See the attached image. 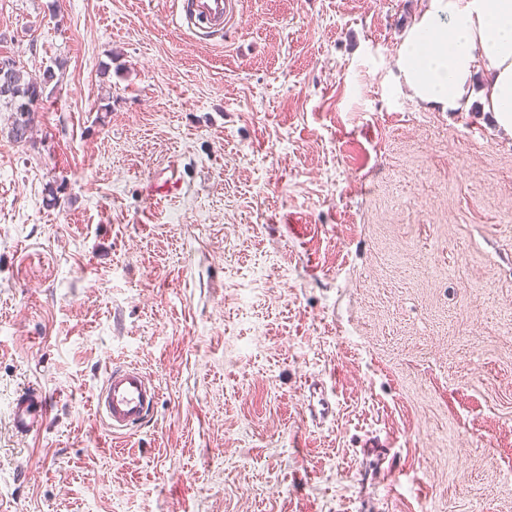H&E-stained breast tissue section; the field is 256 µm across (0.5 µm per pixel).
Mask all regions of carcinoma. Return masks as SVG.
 I'll return each instance as SVG.
<instances>
[{
  "mask_svg": "<svg viewBox=\"0 0 512 512\" xmlns=\"http://www.w3.org/2000/svg\"><path fill=\"white\" fill-rule=\"evenodd\" d=\"M53 78L54 73L50 71L39 80L28 76L17 68L13 60L7 68H0V102L13 104L16 109V118L10 129L13 140L22 142L29 138L32 114L42 101L43 86Z\"/></svg>",
  "mask_w": 512,
  "mask_h": 512,
  "instance_id": "carcinoma-1",
  "label": "carcinoma"
}]
</instances>
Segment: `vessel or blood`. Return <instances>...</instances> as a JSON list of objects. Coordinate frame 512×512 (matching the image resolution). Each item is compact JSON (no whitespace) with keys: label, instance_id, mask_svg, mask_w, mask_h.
I'll use <instances>...</instances> for the list:
<instances>
[{"label":"vessel or blood","instance_id":"obj_1","mask_svg":"<svg viewBox=\"0 0 512 512\" xmlns=\"http://www.w3.org/2000/svg\"><path fill=\"white\" fill-rule=\"evenodd\" d=\"M240 0H179V21L200 37L223 35L239 11ZM158 389L135 365L119 364L108 372L95 396L96 410L112 434H129L155 410ZM51 413V400L41 386L32 384L16 395L11 407L17 434H39Z\"/></svg>","mask_w":512,"mask_h":512}]
</instances>
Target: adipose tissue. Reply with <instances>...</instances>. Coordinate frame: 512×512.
I'll return each mask as SVG.
<instances>
[{"mask_svg":"<svg viewBox=\"0 0 512 512\" xmlns=\"http://www.w3.org/2000/svg\"><path fill=\"white\" fill-rule=\"evenodd\" d=\"M412 97L455 111L482 73L484 111L512 130V0H427L399 50Z\"/></svg>","mask_w":512,"mask_h":512,"instance_id":"1","label":"adipose tissue"}]
</instances>
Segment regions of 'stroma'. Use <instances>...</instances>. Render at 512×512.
<instances>
[{"mask_svg": "<svg viewBox=\"0 0 512 512\" xmlns=\"http://www.w3.org/2000/svg\"><path fill=\"white\" fill-rule=\"evenodd\" d=\"M424 2L0 0V512H512V131L408 94ZM179 21L202 38L224 34L239 12L240 0H179ZM6 68H0V102L14 104L16 118L9 131L14 141H26L32 129L31 115L42 101L43 86L54 78L51 71L37 79L23 73L12 59ZM158 389L135 365L112 366L95 396L96 410L114 435L130 434L155 410ZM51 413V400L41 386L32 384L16 395L11 407L12 426L22 436L38 435Z\"/></svg>", "mask_w": 512, "mask_h": 512, "instance_id": "35a3bbf8", "label": "stroma"}]
</instances>
